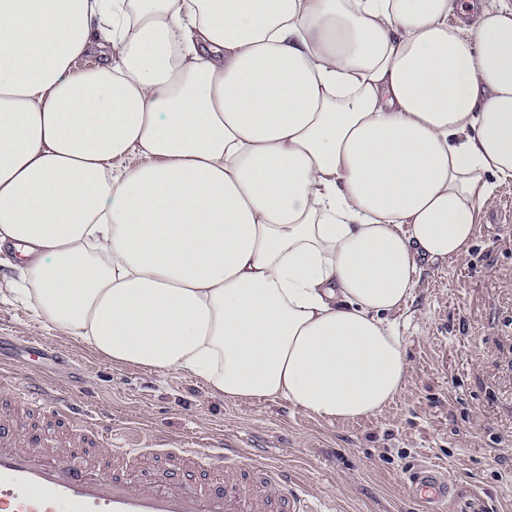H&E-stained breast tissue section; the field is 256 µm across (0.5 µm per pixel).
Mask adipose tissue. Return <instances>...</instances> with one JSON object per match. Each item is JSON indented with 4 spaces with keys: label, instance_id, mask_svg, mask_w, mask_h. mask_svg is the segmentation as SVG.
<instances>
[{
    "label": "adipose tissue",
    "instance_id": "obj_1",
    "mask_svg": "<svg viewBox=\"0 0 512 512\" xmlns=\"http://www.w3.org/2000/svg\"><path fill=\"white\" fill-rule=\"evenodd\" d=\"M465 11L0 0V245L30 307L228 402L382 412L419 263L462 260L512 181V0Z\"/></svg>",
    "mask_w": 512,
    "mask_h": 512
}]
</instances>
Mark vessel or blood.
<instances>
[{"instance_id":"obj_1","label":"vessel or blood","mask_w":512,"mask_h":512,"mask_svg":"<svg viewBox=\"0 0 512 512\" xmlns=\"http://www.w3.org/2000/svg\"><path fill=\"white\" fill-rule=\"evenodd\" d=\"M47 354L31 339L0 358V512H330L310 506L302 482L261 455L164 439L125 447L110 421L75 411V388L28 373L30 359ZM453 487L433 465L408 483L427 512H438Z\"/></svg>"}]
</instances>
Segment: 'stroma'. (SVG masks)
Masks as SVG:
<instances>
[{"label": "stroma", "instance_id": "35a3bbf8", "mask_svg": "<svg viewBox=\"0 0 512 512\" xmlns=\"http://www.w3.org/2000/svg\"><path fill=\"white\" fill-rule=\"evenodd\" d=\"M467 258L414 278L400 326L405 386L381 413L340 422L283 399L227 402L192 375L116 367L39 319L13 289L17 253L0 248V356L41 339L57 350L44 383L84 380L92 414L144 436L208 439L299 473L335 512H424L405 486L430 464L454 483L442 512H512V183L479 213Z\"/></svg>", "mask_w": 512, "mask_h": 512}]
</instances>
